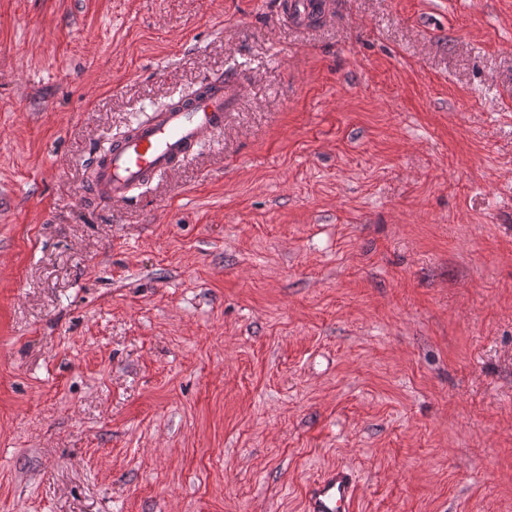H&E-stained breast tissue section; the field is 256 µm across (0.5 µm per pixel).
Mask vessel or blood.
I'll list each match as a JSON object with an SVG mask.
<instances>
[{"instance_id":"b4317fda","label":"vessel or blood","mask_w":512,"mask_h":512,"mask_svg":"<svg viewBox=\"0 0 512 512\" xmlns=\"http://www.w3.org/2000/svg\"><path fill=\"white\" fill-rule=\"evenodd\" d=\"M328 0H282L281 8L294 24L323 15ZM243 81L227 72L205 81L204 89L189 105L178 104L156 112L130 139L113 142L112 151L91 184L98 199L125 202L132 190L195 152L214 130L224 125V114L240 97ZM357 497L352 471L336 467L307 488L305 512H351Z\"/></svg>"}]
</instances>
